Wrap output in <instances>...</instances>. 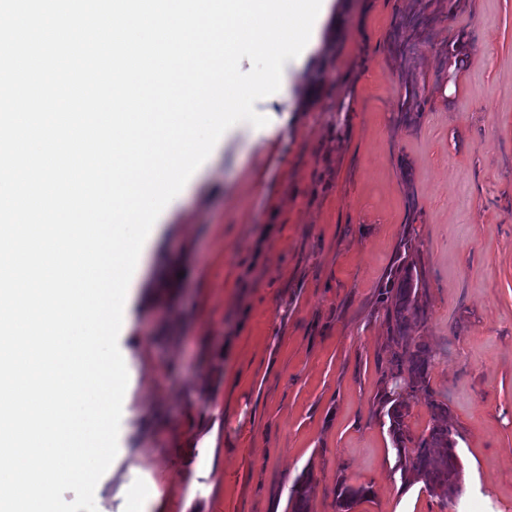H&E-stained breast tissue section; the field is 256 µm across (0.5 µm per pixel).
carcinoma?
Segmentation results:
<instances>
[{
    "instance_id": "1",
    "label": "carcinoma",
    "mask_w": 512,
    "mask_h": 512,
    "mask_svg": "<svg viewBox=\"0 0 512 512\" xmlns=\"http://www.w3.org/2000/svg\"><path fill=\"white\" fill-rule=\"evenodd\" d=\"M398 29L426 40L432 31V19L422 15L404 16ZM443 44L450 48L458 66L464 63L468 48L473 46L472 42L464 40L462 33L448 35ZM402 107L406 122L415 123L421 117L418 92L407 83ZM385 289L382 310L387 333L388 373L378 397L379 411L387 416L402 479L407 483L421 482L430 493L452 502L461 492V464L454 439L456 428L448 405L435 400L430 402L431 423L416 441L407 433L405 424L414 394L427 386L431 362L429 347L412 338V332L426 317L420 299L427 288L413 238L408 234L398 244L396 263L387 275ZM310 481V474L304 473L292 486L289 495L292 512H308ZM369 494L367 486H341L336 498L337 512H349L352 504L368 498Z\"/></svg>"
}]
</instances>
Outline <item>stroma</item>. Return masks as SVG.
Here are the masks:
<instances>
[{
	"label": "stroma",
	"mask_w": 512,
	"mask_h": 512,
	"mask_svg": "<svg viewBox=\"0 0 512 512\" xmlns=\"http://www.w3.org/2000/svg\"><path fill=\"white\" fill-rule=\"evenodd\" d=\"M334 0L320 44L285 63L266 126L230 128L158 218L130 308V384L97 512H512V0ZM430 42L393 44L407 14ZM475 39L451 72L449 33ZM428 99L400 119L404 81ZM414 226L430 348L412 438L447 404L458 505L405 484L376 395L379 287ZM158 487L145 503L131 483ZM433 20L428 16L412 15L401 18L398 29L410 32L411 37L428 39L432 31ZM310 473H302L292 486L289 495V504L292 507V512H307L308 511V494L307 490L310 484ZM369 494L370 489L368 486L352 488L349 486H344L343 483H341L340 491L336 498V511L349 512L353 503L367 499Z\"/></svg>",
	"instance_id": "35a3bbf8"
}]
</instances>
